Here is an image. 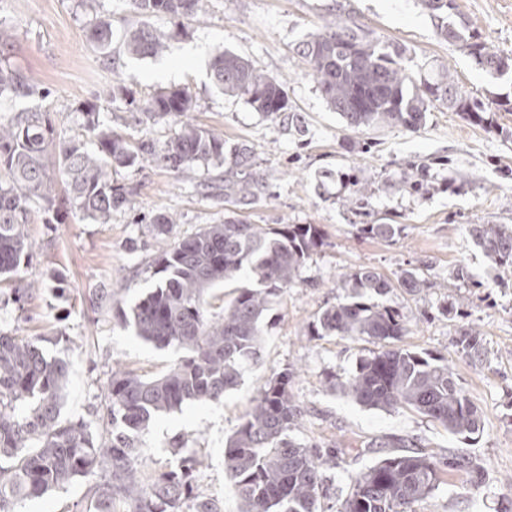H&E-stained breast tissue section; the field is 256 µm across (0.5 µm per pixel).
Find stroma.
Here are the masks:
<instances>
[{"label":"stroma","mask_w":512,"mask_h":512,"mask_svg":"<svg viewBox=\"0 0 512 512\" xmlns=\"http://www.w3.org/2000/svg\"><path fill=\"white\" fill-rule=\"evenodd\" d=\"M453 2L445 21L464 18L490 51L512 56V0ZM203 8L192 21L151 18L152 26L169 34L168 48L140 60L123 52L126 28L140 21L125 0H0V54L45 91V98L30 103L48 112L58 138L82 134L77 107L88 99L96 102L101 122L131 143L160 149L178 135L177 121L146 118L136 124L117 109L111 92L118 82L138 99L161 87H188L196 100L194 123L224 136L220 163L200 161L179 174L148 155L113 172L128 201L107 223L84 216L62 190L52 208L32 202V252L19 268L31 289L18 302L12 284H0V330L41 338L46 355L66 360L63 413L92 420L103 411L112 371L155 377L181 355L142 341L117 316L155 286L161 250L227 217L319 225L323 246L307 260L296 286L273 298L264 319L262 362L245 367L223 402H187L156 417L139 436L146 471L169 466L173 441H183L201 460L196 492L220 500L224 512H237L224 473V442L257 390L289 368L295 372L292 391L305 409L294 435L335 446L336 466L326 473L335 490L347 489L350 475L387 456L380 440L399 438L414 441L435 461L470 462L449 471L415 512H512V273L493 264L467 232L471 224L512 226V71L488 72L448 44L420 0H204ZM98 13L112 17L108 59L88 38ZM339 15L404 50L415 76L450 73L467 96L483 102L481 119L438 104L415 131L347 127L327 107L297 50L301 39ZM218 45L281 79L298 123L266 117L244 99L216 91L207 65ZM242 148L251 152L258 186L247 203L238 204L224 196V175ZM357 183L371 191L364 217L347 201ZM159 214L174 220L162 236L153 231ZM382 218L400 225V233L379 240L358 232L359 223ZM456 267L468 270L475 287L449 279ZM361 268L390 279L413 268L426 280L419 291L397 288L367 300L402 313L405 347L447 360L482 412L476 439L451 435L415 411L367 409L330 390L329 379L352 371L376 346L344 336L313 337L308 326L342 298L341 276ZM104 288L110 297L101 296ZM470 327L484 339L485 354L478 359L455 347L460 330ZM95 481L92 475L78 479L25 501L18 512H80Z\"/></svg>","instance_id":"35a3bbf8"}]
</instances>
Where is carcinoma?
I'll use <instances>...</instances> for the list:
<instances>
[{
  "mask_svg": "<svg viewBox=\"0 0 512 512\" xmlns=\"http://www.w3.org/2000/svg\"><path fill=\"white\" fill-rule=\"evenodd\" d=\"M203 0H128L143 21L129 29L123 52L136 59L167 50V36L148 19L169 16L193 20ZM439 35L498 74L512 68V58L490 53L473 41L469 24L442 23ZM112 23L99 18L90 39L104 57L111 53ZM299 53L328 106L352 129L402 126L417 129L437 103L479 117L483 105L465 96L451 76L416 79L404 51L370 37L341 17L299 42ZM209 77L220 93L244 99L256 111L278 117L291 110L284 82L257 71L232 50L217 46L208 62ZM37 86L0 60V98L28 99ZM112 101L153 119L174 118L178 136L158 154L182 172L200 160H224V136L195 125L189 112L194 97L187 87L160 88L143 102L112 87ZM89 139L60 140L47 113L25 107L0 115V276L18 272L30 255L27 226L30 201L53 203L55 175L67 184L72 201L86 216L107 222L123 206L126 191L112 183V168L132 167L148 142L132 147L99 120L98 107L80 108ZM93 141L95 149L88 148ZM257 183L229 179L228 195L245 201ZM366 237L388 240L398 224H361ZM469 235L496 265L512 269V226L471 224ZM323 244L315 224H249L227 219L211 224L162 252V274L121 320L136 336L157 347L185 351L169 370L144 378L117 370L105 396L106 415L96 424L62 415L69 370L62 358H48L39 341L0 331V512H17L27 499L40 498L90 475H99L85 512H224V506L194 494L200 461L177 443L175 467L144 474L139 469V433L159 414L187 401L219 403L236 387L248 362L262 352V323L271 300L296 283L300 268ZM250 275L256 287L237 288L224 316L207 315V291ZM345 297L325 309L312 324L314 336H346L379 346L356 368L329 381L330 389L368 409L415 410L468 439L480 434L482 414L464 392L448 363L398 345L407 333L402 316L390 306L368 304V292L394 288L417 291L425 279L408 269L396 280L370 269L345 274L339 281ZM458 352L478 357L479 330L462 331ZM287 369L271 376L251 399L235 431L224 443V471L233 483L238 512H319L325 497L323 472L336 467V454L302 443L291 432L303 409L295 400ZM444 469L425 455L386 456L350 476L349 490L337 498L336 512H415L413 506L439 489Z\"/></svg>",
  "mask_w": 512,
  "mask_h": 512,
  "instance_id": "obj_1",
  "label": "carcinoma"
}]
</instances>
